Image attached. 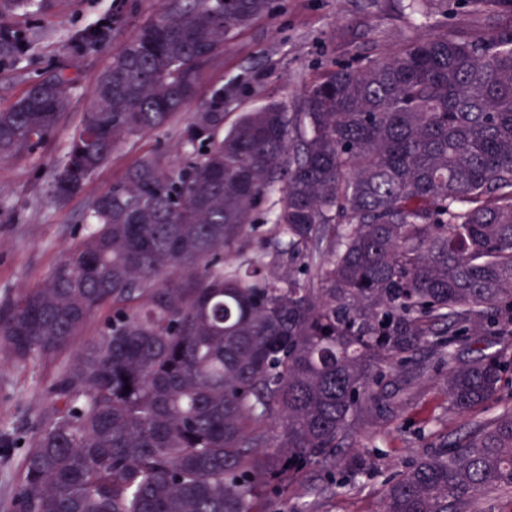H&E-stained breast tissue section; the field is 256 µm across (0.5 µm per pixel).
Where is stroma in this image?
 Listing matches in <instances>:
<instances>
[{
	"instance_id": "obj_1",
	"label": "stroma",
	"mask_w": 512,
	"mask_h": 512,
	"mask_svg": "<svg viewBox=\"0 0 512 512\" xmlns=\"http://www.w3.org/2000/svg\"><path fill=\"white\" fill-rule=\"evenodd\" d=\"M160 7L159 0H35L31 8L12 15V28L28 33L31 44L19 59L0 65V109L19 100L39 74L62 68L73 83L56 132L33 151L0 161V307L48 275L74 244L91 200L121 179L138 157L158 150L174 163L185 161L186 131L199 100L214 89L224 91V121L229 124L239 113L269 101L295 107L322 72L357 53L380 56L411 38H428L447 28L483 38L497 25L489 9L475 7L472 0H434L422 18L409 14L405 0H275L274 11L241 32L218 64L202 73L196 101L171 125L125 146L82 192L56 203L50 195L52 173L71 131L91 105L98 76L113 50L133 39ZM102 23L110 35L100 46L76 45L77 32ZM56 367L51 360L19 364L0 354V512H12L23 443L41 423L48 404L45 390ZM410 391L411 399L384 427L365 423L354 439V449L376 459L378 472L320 496L292 486L271 498L266 512H379L386 474L404 470L439 434L456 436L470 422L512 405L506 395L451 421L446 395L432 373L411 379Z\"/></svg>"
}]
</instances>
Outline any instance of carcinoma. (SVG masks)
<instances>
[{"label": "carcinoma", "mask_w": 512, "mask_h": 512, "mask_svg": "<svg viewBox=\"0 0 512 512\" xmlns=\"http://www.w3.org/2000/svg\"><path fill=\"white\" fill-rule=\"evenodd\" d=\"M29 7L0 0V59L25 50L7 18ZM272 7L167 0L112 52L52 197L170 125ZM490 7L508 18L490 37L337 65L293 112L271 101L226 128L217 89L185 165L145 154L92 200L76 244L0 309V353L21 363L97 323L47 388L14 512H263L293 483L376 469L353 439L431 367L457 418L512 388V0ZM70 82L52 71L0 110L1 160L57 129ZM510 494L512 407L393 474L382 512H491Z\"/></svg>", "instance_id": "cac0c4a2"}]
</instances>
